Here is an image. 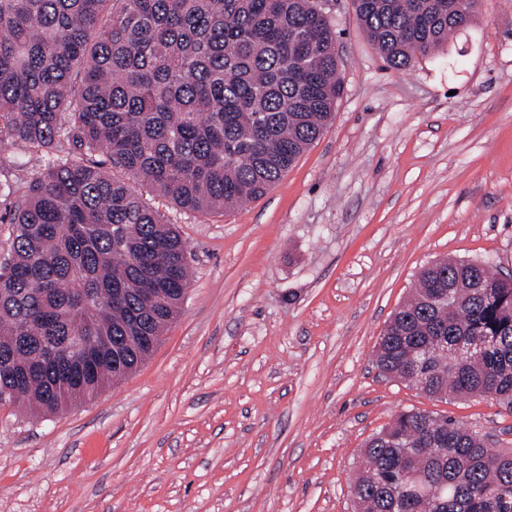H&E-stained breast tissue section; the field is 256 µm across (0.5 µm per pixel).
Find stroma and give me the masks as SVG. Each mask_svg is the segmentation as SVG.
I'll return each instance as SVG.
<instances>
[{
    "label": "stroma",
    "mask_w": 512,
    "mask_h": 512,
    "mask_svg": "<svg viewBox=\"0 0 512 512\" xmlns=\"http://www.w3.org/2000/svg\"><path fill=\"white\" fill-rule=\"evenodd\" d=\"M344 91L262 197L153 204L186 246L179 314L136 370L55 413L0 408V512H353L368 438L400 411L512 451V413L384 376L376 345L419 272L512 277V0L389 67L352 0L328 7Z\"/></svg>",
    "instance_id": "35a3bbf8"
}]
</instances>
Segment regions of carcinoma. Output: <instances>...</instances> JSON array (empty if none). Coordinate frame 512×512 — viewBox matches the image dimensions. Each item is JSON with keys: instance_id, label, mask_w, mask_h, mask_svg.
I'll return each mask as SVG.
<instances>
[{"instance_id": "cac0c4a2", "label": "carcinoma", "mask_w": 512, "mask_h": 512, "mask_svg": "<svg viewBox=\"0 0 512 512\" xmlns=\"http://www.w3.org/2000/svg\"><path fill=\"white\" fill-rule=\"evenodd\" d=\"M479 0H355L386 63L409 67ZM319 0H0V149L42 154L11 206L0 265V407L62 408L64 354L82 329L109 356L76 401L133 370L128 331L163 335L189 286L176 227L139 185L208 213L262 196L330 124L342 83ZM77 157L57 154L62 141ZM107 155L120 180L94 157ZM164 288L169 309L146 298ZM376 363L430 398H490L512 413V284L484 263L423 269L380 337ZM355 512H512V453L448 415L412 408L371 436Z\"/></svg>"}]
</instances>
